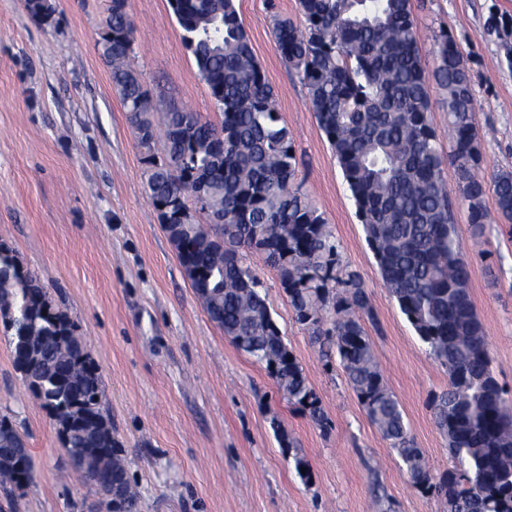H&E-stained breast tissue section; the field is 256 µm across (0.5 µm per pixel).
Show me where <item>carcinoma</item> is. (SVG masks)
I'll return each instance as SVG.
<instances>
[{"label": "carcinoma", "instance_id": "cac0c4a2", "mask_svg": "<svg viewBox=\"0 0 512 512\" xmlns=\"http://www.w3.org/2000/svg\"><path fill=\"white\" fill-rule=\"evenodd\" d=\"M185 48L222 112L215 125L185 108L153 114L156 105L128 60L135 29L127 0H112L98 47L112 87L147 150L146 196L166 219L164 230L210 319L235 346L266 365L278 390L319 426L321 401L272 316L263 283L243 250L261 254L278 272L295 320L335 353L370 421L400 458L413 485L444 497L448 512H512V405L490 368L484 327L470 293L471 270L461 250L455 208L466 206L479 244L497 218L512 224V171L502 170L488 194L478 175L483 152L475 123L473 81L448 33L433 49L426 79L420 64L411 0H298L306 27L274 17L282 60L307 89L363 225L385 287L430 354L446 368L448 389L433 399L435 424L454 465L433 480L399 400L388 388L363 318L375 320L361 275L342 264L327 221L295 184L296 150L280 125L273 87L254 56L235 0H168ZM512 67V16L493 14ZM448 113V155L430 121L428 81ZM161 154L152 151L158 130ZM457 174L455 193L444 177ZM210 190L208 222L182 221L178 195L188 184ZM17 371L37 385L43 408L72 420L66 455L92 480L112 473L122 495L113 512H135L127 462L112 439L97 368L72 351L81 340L17 251L0 243V312ZM23 437L0 420V485L33 482L14 467Z\"/></svg>", "mask_w": 512, "mask_h": 512}]
</instances>
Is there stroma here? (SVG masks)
I'll list each match as a JSON object with an SVG mask.
<instances>
[{"mask_svg": "<svg viewBox=\"0 0 512 512\" xmlns=\"http://www.w3.org/2000/svg\"><path fill=\"white\" fill-rule=\"evenodd\" d=\"M51 3L44 22L25 0H0V242L17 250L76 323L98 369L138 512H447L444 498L414 487L342 371L326 366L260 254L247 258L329 428L289 404L265 367L210 320L147 201L144 151L98 54L109 0ZM236 7L278 93L297 151V183L324 214L343 264L363 279L378 317L368 334L384 379L440 476L453 460L432 398L447 388L448 373L384 287L307 91L279 56L272 19L303 24L298 0H236ZM127 10L135 27L129 64L147 88L220 123L167 0H127ZM412 11L424 71L432 70L444 33L470 68L484 179L512 171V67L487 29L490 14L512 15V0H412ZM457 222L491 367L512 402V228L492 223L477 250L466 209ZM3 417L24 436L35 478L22 490L0 489V512H106L93 483L71 468L53 420L0 335ZM284 434L307 461L309 479L282 448Z\"/></svg>", "mask_w": 512, "mask_h": 512, "instance_id": "obj_1", "label": "stroma"}]
</instances>
